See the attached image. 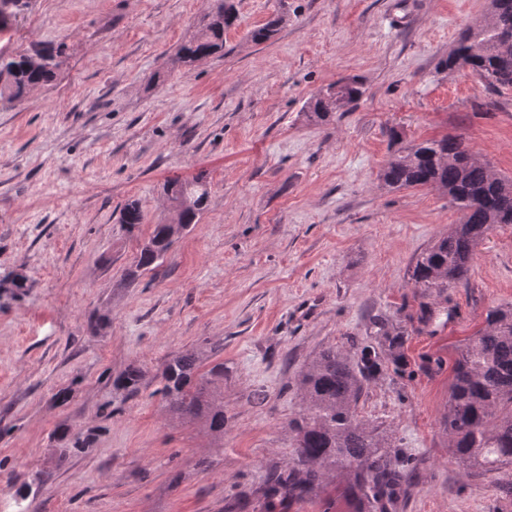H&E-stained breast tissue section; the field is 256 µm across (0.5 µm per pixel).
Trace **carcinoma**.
I'll return each mask as SVG.
<instances>
[{"label": "carcinoma", "mask_w": 512, "mask_h": 512, "mask_svg": "<svg viewBox=\"0 0 512 512\" xmlns=\"http://www.w3.org/2000/svg\"><path fill=\"white\" fill-rule=\"evenodd\" d=\"M207 11L198 20L192 39L178 50L179 62L191 66L224 49V31L236 20L231 0ZM25 0H0V33L9 30ZM283 16L276 13L250 32L252 41H267L278 30ZM43 63L34 66L27 54L0 52V99L22 98L31 88L52 82L62 64L60 48L36 50ZM441 65L467 68L488 90L512 87V42L483 22L468 27ZM333 86L308 102L311 117L326 122L334 112L328 97ZM455 136L425 140L394 151L380 173L393 188L435 187L448 195L461 213L460 223L428 247L410 271V281L420 303L418 322L434 314L430 301L443 296L467 278L478 245L501 224H512V179L498 176L475 158ZM171 199L186 197L191 205L181 214L194 224L209 195L204 176L175 178L167 185ZM121 223H142L135 201L127 204ZM171 247L169 226L154 225L141 247L133 277L140 270L158 266ZM486 327L457 352L448 413L442 419L448 447L466 470L481 473L512 468V309H491ZM393 332L383 328V340L366 345L358 360L334 347L323 349L300 372L303 413L288 424L295 433L294 457L286 467L268 470L264 495L272 502H296L309 497L337 471L353 475L349 492L357 503L355 512H391L406 492L407 464L392 452L390 431L358 419L357 409L364 384L385 358L394 355ZM202 353L187 349L166 361L160 371L161 394L166 407L180 418L197 421L212 436H224V363L203 371ZM143 373L130 367L115 377L112 386L130 395L140 389ZM57 437L75 448L89 444L90 435L64 427Z\"/></svg>", "instance_id": "carcinoma-1"}]
</instances>
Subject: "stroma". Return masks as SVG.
<instances>
[{
    "label": "stroma",
    "instance_id": "stroma-1",
    "mask_svg": "<svg viewBox=\"0 0 512 512\" xmlns=\"http://www.w3.org/2000/svg\"><path fill=\"white\" fill-rule=\"evenodd\" d=\"M210 4L29 0L0 39L64 48L54 82L0 100V512H354L325 490L273 506L261 488L293 457L305 365L328 346L357 357L383 324L402 332L400 362L371 378L359 417L389 426L413 470L395 512H512V469L472 476L441 425L458 348L512 307V224L419 323L408 273L460 215L438 189L379 178L395 145L447 134L512 178V88L440 66L488 0H234L223 53L176 64ZM275 13L278 33L253 43ZM352 79L358 100L307 117L314 94ZM198 175L197 224L128 278L170 217L167 181ZM210 346L220 448L158 393L169 357ZM132 365L144 379L129 397L112 379ZM62 426L93 430L90 446L57 441Z\"/></svg>",
    "mask_w": 512,
    "mask_h": 512
}]
</instances>
